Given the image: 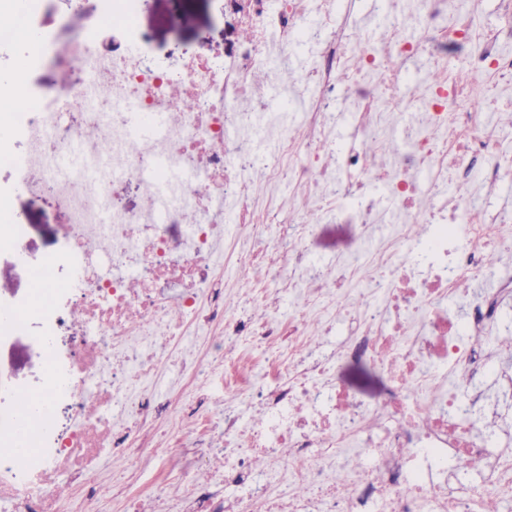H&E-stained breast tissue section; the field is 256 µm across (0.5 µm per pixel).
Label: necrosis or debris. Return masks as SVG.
Here are the masks:
<instances>
[{"mask_svg": "<svg viewBox=\"0 0 512 512\" xmlns=\"http://www.w3.org/2000/svg\"><path fill=\"white\" fill-rule=\"evenodd\" d=\"M139 2L74 0L102 25L65 41L41 25L46 0H27L40 31L33 63L62 65L70 102L58 112L28 90L35 105L7 113L0 158H13L10 137L25 139L29 195L52 192L68 215L66 248L46 264L68 263L73 281L41 290L49 387L0 426V512H101L95 493L72 502L58 480L76 483L113 455L130 474L125 512H484L511 501L512 457L497 446L512 439V407L492 393L512 391V265L495 273L486 258L512 256V209L485 200L512 177V154L491 120L501 95L483 83L493 71L512 84V58L500 52L512 41V0L483 34L453 0H382L380 29L350 23L338 0H224L246 33L237 49L220 58L200 45L173 68L103 49L113 23L136 38ZM302 41L310 57L289 69ZM90 58L100 63L92 72ZM420 60L430 70L415 85L407 66ZM344 88L352 145L329 168L321 151ZM386 138L400 148L369 165ZM286 182L308 186L318 216L283 196ZM130 183L150 188L135 209L117 201ZM371 183L387 207L368 197ZM342 219L359 225V244L330 281L303 242L320 221ZM268 223L288 230L246 250L237 226L257 237ZM417 224L429 229L420 242ZM257 265L293 295L288 317L257 291L262 313L225 309V288ZM345 312L350 331L333 342ZM66 313L79 325L77 363L51 341ZM212 329L220 342H209ZM248 340L269 356H248ZM349 360L386 376L377 401L339 383ZM204 379L223 382V396L207 397ZM250 398L264 403L260 421L244 417ZM60 399L82 420L64 434ZM24 420L35 435L20 457ZM354 455L368 468L347 469ZM174 457L179 496L166 481L141 483L146 462ZM461 458L469 471L454 468Z\"/></svg>", "mask_w": 512, "mask_h": 512, "instance_id": "1", "label": "necrosis or debris"}]
</instances>
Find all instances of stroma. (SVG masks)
Returning a JSON list of instances; mask_svg holds the SVG:
<instances>
[{"instance_id": "1", "label": "stroma", "mask_w": 512, "mask_h": 512, "mask_svg": "<svg viewBox=\"0 0 512 512\" xmlns=\"http://www.w3.org/2000/svg\"><path fill=\"white\" fill-rule=\"evenodd\" d=\"M89 13L74 12L71 0H51L44 23L71 39L94 24ZM137 26L140 52L167 63H177L199 39H206L214 54H224L238 33L224 19L223 0H143ZM0 191L8 192L15 219L27 224L26 254L17 258L13 249L0 248V309L28 302L33 295V272L50 255L62 250L58 233L67 217L51 198L34 199L17 189V168L0 161ZM357 243V229L348 223L321 224L306 242L317 268L335 275L336 255L351 251ZM44 325L38 317L28 318L9 335L0 334V419L16 410V396L26 391L42 392L47 379L42 358Z\"/></svg>"}]
</instances>
